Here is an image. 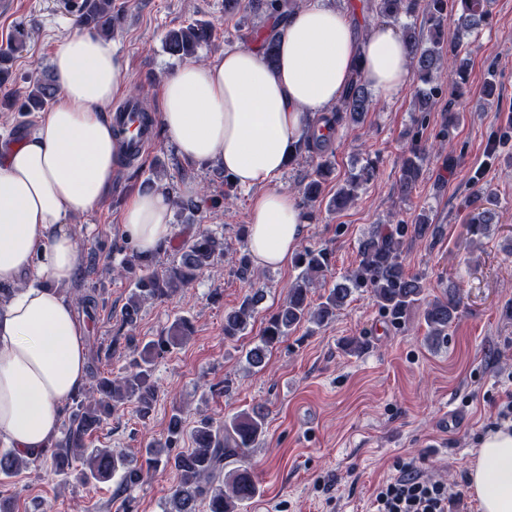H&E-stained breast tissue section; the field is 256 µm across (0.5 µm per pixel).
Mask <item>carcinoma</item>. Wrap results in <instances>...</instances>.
<instances>
[{
  "instance_id": "carcinoma-1",
  "label": "carcinoma",
  "mask_w": 512,
  "mask_h": 512,
  "mask_svg": "<svg viewBox=\"0 0 512 512\" xmlns=\"http://www.w3.org/2000/svg\"><path fill=\"white\" fill-rule=\"evenodd\" d=\"M250 8L261 11L273 20H282L299 6V0H249ZM367 8L377 16L398 22L402 17L422 16L430 34L429 45H422V33L412 24L403 25L402 35L410 48L412 84L421 112L418 123L427 121L429 103L439 94L432 85V74L443 57H448L449 78L454 84L465 80L469 62L461 55L465 38L479 32L488 24L490 0H373ZM457 14V26L451 40L444 38V23L448 11ZM78 23L95 36H110L117 16L112 14V0H81L77 5ZM212 25L195 21L188 26L169 31L165 39L166 51L179 59L193 56L197 49L211 38ZM26 29L18 25L14 38L0 45V85L13 81L11 62L23 47ZM57 88L51 75L37 70L27 78L21 97L8 101L19 112H37L45 109L55 98ZM373 105L366 86L357 78L346 90L342 104L328 122L336 124L347 120L358 124L363 114ZM298 152L318 159L313 176L306 183L304 194L311 202L321 195L323 184L331 174L327 157L325 134H306ZM427 154L419 139V132L410 138L400 176L402 191L409 192L418 181ZM373 176V168L365 166L340 187L330 201L332 210L340 211L355 199L356 191ZM178 214L183 216V230L187 237L177 251V259L164 269H158L155 256H144L129 251L117 274L130 280L131 292L125 306V323L136 321L141 306L149 301L168 299L191 284L200 273L211 268L224 255V237L213 232L193 231L192 226L200 205L192 199L176 202ZM429 218L419 217L414 225L403 221L380 225L361 243L358 265L343 276L342 282L329 289L321 302L311 305L308 294L314 282L329 272V259L323 248L304 247L295 255V264L301 269L297 281L290 287L288 301L268 319L258 341L247 351L246 362L252 369H262L271 351L285 341L289 333L304 322L318 325L336 316L355 290L368 288L386 321L395 329L406 325L410 313L423 308V319L428 336L444 339L448 329L460 319L459 289L448 287L441 296L431 300L424 296L422 278L405 270L402 246L408 235L426 236ZM263 289L246 296L239 307L224 315V337L242 334L258 304L263 300ZM191 329L189 319H176L164 336L149 341L138 352L134 370L115 379L100 377L91 372L89 388L77 391L72 397V410L65 424L63 437L47 448L28 455L8 451L0 454V476L14 477L32 466L50 465L59 475H69L74 463H80V476L85 482L110 480L122 471L121 486L127 488L141 483L146 475L159 467L178 471L180 480L170 489L164 512H238L259 495V488L251 469L239 465L251 448L265 433V415L260 411L242 412L216 426L204 418L191 433V447L178 448L183 435L181 415L171 416L166 436L144 449L140 462L134 458L116 455L110 448H90L87 438L125 402H134L142 418L151 414L157 399L153 379L155 358L180 345ZM238 463L230 469L228 465Z\"/></svg>"
}]
</instances>
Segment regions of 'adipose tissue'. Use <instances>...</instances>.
Returning a JSON list of instances; mask_svg holds the SVG:
<instances>
[{
	"instance_id": "1",
	"label": "adipose tissue",
	"mask_w": 512,
	"mask_h": 512,
	"mask_svg": "<svg viewBox=\"0 0 512 512\" xmlns=\"http://www.w3.org/2000/svg\"><path fill=\"white\" fill-rule=\"evenodd\" d=\"M274 33L275 65L242 46L184 62L157 88L159 119L180 157L219 162L240 187L256 188L248 248L264 268L287 264L303 235L301 209L276 180L307 118L329 115L354 78L390 100L412 75L397 26L360 34L322 0H304ZM121 65L110 42L68 38L51 58L59 94L50 110L24 139L0 142V285L10 290L0 299V441L20 454L58 436L61 408L83 383L84 325L58 288L81 263L70 217L106 196L124 159L105 112L122 92ZM171 216L167 192H142L124 207L121 230L152 253L169 243ZM468 478L480 512H512V431L482 439Z\"/></svg>"
}]
</instances>
